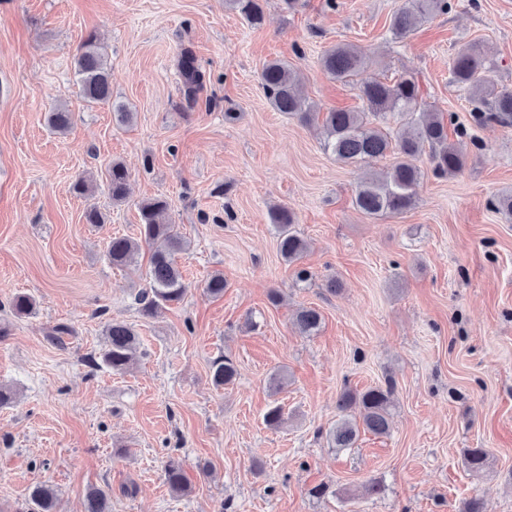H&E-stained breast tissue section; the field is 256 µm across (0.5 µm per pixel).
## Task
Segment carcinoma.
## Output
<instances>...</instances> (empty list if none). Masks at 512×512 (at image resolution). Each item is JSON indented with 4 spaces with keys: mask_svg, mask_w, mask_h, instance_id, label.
<instances>
[{
    "mask_svg": "<svg viewBox=\"0 0 512 512\" xmlns=\"http://www.w3.org/2000/svg\"><path fill=\"white\" fill-rule=\"evenodd\" d=\"M225 7L235 10L252 26L262 24L264 12L260 0H224ZM450 0H408L406 7L395 13L389 24L392 35L404 38L422 23L451 10ZM361 50L350 46H337L322 58L324 71L333 79L352 85L365 108L355 111L334 109L313 112L297 93V75L282 60L266 62L261 70V81L273 109L297 116L305 123L321 121L323 149L345 164H358L367 157L384 156L391 152L393 164L379 175H372L360 182L353 203L369 216L401 214L412 208L417 199L421 170L416 161L424 151H429L433 171L440 177L460 171L465 155L457 146L448 143V125L435 112L418 107L420 87L411 77L399 75L388 83L377 79L355 81L363 66ZM178 70L184 94L196 100L203 89V74L193 54L185 49L178 59ZM450 79L466 91L472 105L474 122L487 121L512 123V90L501 87L496 78L493 62L477 42H467L456 50L451 60ZM76 74L81 94L89 103L107 102L112 98V73L107 68L103 53L94 35L82 42L76 59ZM397 115L399 127L391 134L381 123L386 115ZM51 128L66 133L72 125V113L57 108L48 116ZM106 186L112 201L120 202L128 194V173L120 162H113L106 170ZM168 208L161 198H148L139 204L141 236L150 248V264L146 271L149 287L138 293L137 301L146 316H154L171 304L184 299L187 286L183 274L174 260V254L183 248V239L176 225L166 224L162 215ZM271 223L278 235V248L282 258L294 264L307 249V242L294 230V216L284 207L270 212ZM139 242L127 237L109 239L106 255L112 266L125 269L136 266ZM35 303L27 294H17L11 301L14 313L20 317L32 313ZM322 324L321 313L313 307H304L296 315L294 325L299 334L312 336ZM138 339L133 330L122 323H112L106 329V344L102 362L114 372L126 370L137 353ZM237 369L229 358H219L212 363L211 380L217 387L233 383ZM392 387H369L364 391L344 390L337 401L341 413L336 425L329 431L328 439L334 448H351L360 431L383 435L390 427ZM488 454L483 448L464 451L466 467L479 472L488 464ZM165 477L171 488L182 490L187 479L180 464L174 460L165 467ZM30 512H57L55 490L48 485L35 486L29 495ZM85 512H109L108 493L101 488H91L86 493Z\"/></svg>",
    "mask_w": 512,
    "mask_h": 512,
    "instance_id": "cac0c4a2",
    "label": "carcinoma"
}]
</instances>
